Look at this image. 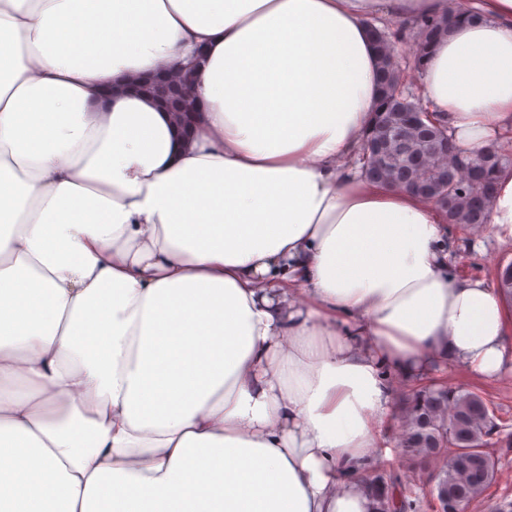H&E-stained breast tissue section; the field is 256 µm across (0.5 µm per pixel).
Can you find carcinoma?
Returning <instances> with one entry per match:
<instances>
[{
  "instance_id": "1",
  "label": "carcinoma",
  "mask_w": 512,
  "mask_h": 512,
  "mask_svg": "<svg viewBox=\"0 0 512 512\" xmlns=\"http://www.w3.org/2000/svg\"><path fill=\"white\" fill-rule=\"evenodd\" d=\"M458 22V13L450 8L439 18L425 19L418 28L417 61L435 40L448 34ZM383 54L378 74L381 102L365 141L378 143L379 160L362 156L364 174L376 181L406 188L429 198L428 188L435 185L442 198L438 206L448 211L452 224L461 229L486 224L490 220V202L498 172L508 165L506 153L495 145L466 154L458 160L446 129L427 122L407 125L399 113L409 109L424 111L421 99H393L402 85L400 57L392 40ZM178 97L170 111L183 119L188 131V114L194 99L190 86L171 82ZM401 448L411 458H439L442 464L435 484L436 497L445 499V512H466L481 499L495 481L498 459L487 451L501 427L490 414L487 400L462 387L430 386L415 392L402 409ZM379 504L375 512H421L424 500L412 495L392 471L378 470L372 476Z\"/></svg>"
}]
</instances>
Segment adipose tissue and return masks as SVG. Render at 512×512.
Masks as SVG:
<instances>
[{"label": "adipose tissue", "mask_w": 512, "mask_h": 512, "mask_svg": "<svg viewBox=\"0 0 512 512\" xmlns=\"http://www.w3.org/2000/svg\"><path fill=\"white\" fill-rule=\"evenodd\" d=\"M448 7L0 0V512H373L400 389L512 370L447 211L358 163L371 17ZM456 7L412 75L468 153L512 133V0ZM163 74H155L154 78H160L162 81H169L170 85H173L177 88L178 97L175 101L173 107H167L171 112L178 114L182 117V129L183 132H187L189 129V119L188 114L193 108L194 99L191 94L190 86L185 81L174 82L163 75Z\"/></svg>", "instance_id": "obj_1"}]
</instances>
